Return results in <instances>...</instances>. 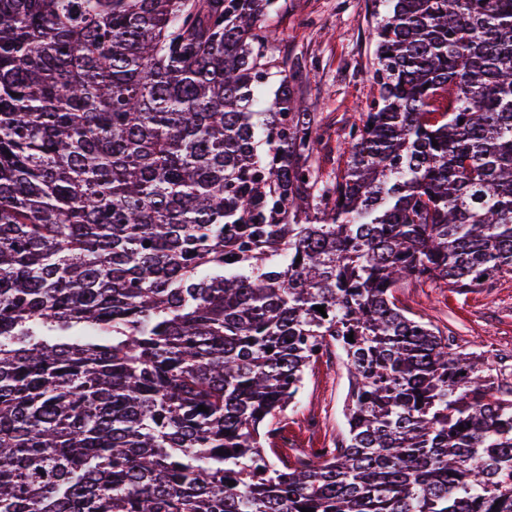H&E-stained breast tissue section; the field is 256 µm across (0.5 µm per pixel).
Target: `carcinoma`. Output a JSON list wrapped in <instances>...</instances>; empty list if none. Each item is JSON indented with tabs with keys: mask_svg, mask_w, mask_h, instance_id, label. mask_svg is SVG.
Segmentation results:
<instances>
[{
	"mask_svg": "<svg viewBox=\"0 0 512 512\" xmlns=\"http://www.w3.org/2000/svg\"><path fill=\"white\" fill-rule=\"evenodd\" d=\"M380 2L324 181L273 0H0V512H512V387L397 297L512 274V0ZM341 356V352L333 348L329 360L318 362L308 370L299 402L282 416L280 429L272 439L275 454L270 455L277 464L280 465L279 460H293L294 456L314 448H332L341 438L345 429L343 406L349 388ZM308 416L321 420L318 431L308 428L318 426L315 419H309L307 426L304 419Z\"/></svg>",
	"mask_w": 512,
	"mask_h": 512,
	"instance_id": "carcinoma-1",
	"label": "carcinoma"
}]
</instances>
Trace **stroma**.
<instances>
[{
  "label": "stroma",
  "mask_w": 512,
  "mask_h": 512,
  "mask_svg": "<svg viewBox=\"0 0 512 512\" xmlns=\"http://www.w3.org/2000/svg\"><path fill=\"white\" fill-rule=\"evenodd\" d=\"M377 10L374 0H275L264 17L276 32L267 48L265 96L273 98L285 62L297 57L306 62L297 96L306 111L317 115L320 145L315 166L325 179L344 164V133L358 119L360 107L377 94L370 79ZM399 297L404 305L450 331L464 350L479 354L494 344L502 354L512 355V275L496 280L492 288L468 293L441 282L408 285ZM348 388L340 352L311 367L297 405L283 415L272 440L275 460L332 447L345 429ZM309 416L321 420L319 430L308 428Z\"/></svg>",
  "instance_id": "35a3bbf8"
}]
</instances>
